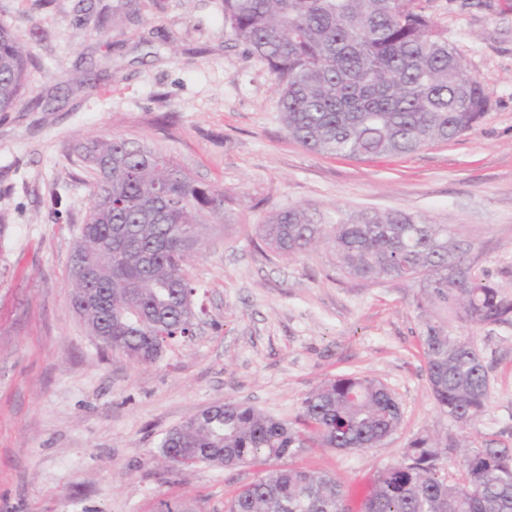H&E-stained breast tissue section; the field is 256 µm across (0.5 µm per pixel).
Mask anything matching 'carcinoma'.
<instances>
[{"label": "carcinoma", "instance_id": "1", "mask_svg": "<svg viewBox=\"0 0 512 512\" xmlns=\"http://www.w3.org/2000/svg\"><path fill=\"white\" fill-rule=\"evenodd\" d=\"M224 25L273 77L288 135L334 156H399L451 140L478 125L489 87L472 75L438 31L422 0H224ZM31 58L0 27V112L27 94ZM77 149L102 163L85 166L88 214L72 262L90 280H72L70 300L85 329H109L103 348L154 362L195 331L197 288L186 266L224 220V192L197 181L157 150L114 136ZM256 233L285 259L331 244L347 276L418 288L415 305L428 387L462 430L489 403V375L468 337L448 323H512V298L474 271L446 224L402 210L326 220L302 206L271 214ZM171 429L158 455L167 466L276 467L224 502V512H349L329 473L294 464L309 448H378L401 425V409L380 380L341 375L323 381L285 422L232 399ZM453 447L430 436L377 472L362 512H512V450L467 448L462 480L438 476Z\"/></svg>", "mask_w": 512, "mask_h": 512}]
</instances>
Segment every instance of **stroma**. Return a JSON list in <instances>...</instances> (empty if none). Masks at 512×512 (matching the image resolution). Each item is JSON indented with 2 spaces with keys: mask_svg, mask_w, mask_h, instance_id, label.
<instances>
[{
  "mask_svg": "<svg viewBox=\"0 0 512 512\" xmlns=\"http://www.w3.org/2000/svg\"><path fill=\"white\" fill-rule=\"evenodd\" d=\"M437 29L490 88L483 121L401 156L321 155L289 138L266 65L224 24V0H0L30 51L29 98L0 112V512H203L260 472H167V431L231 398L292 422L306 393L343 374L396 396L381 447L312 448L297 464L336 475L359 512L376 472L411 440L512 448V324L459 325L490 378L468 430L428 389L416 288L358 281L330 245L283 259L256 234L275 210H403L448 225L478 275L512 296V0H428ZM120 136L223 190L224 221L187 268L205 314L152 363L102 349L69 298L89 187L77 143Z\"/></svg>",
  "mask_w": 512,
  "mask_h": 512,
  "instance_id": "stroma-1",
  "label": "stroma"
}]
</instances>
